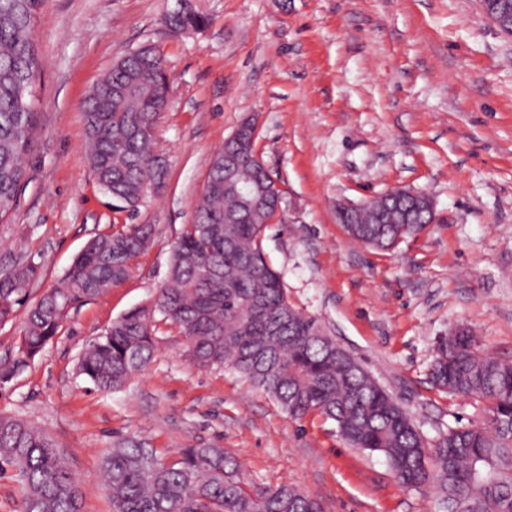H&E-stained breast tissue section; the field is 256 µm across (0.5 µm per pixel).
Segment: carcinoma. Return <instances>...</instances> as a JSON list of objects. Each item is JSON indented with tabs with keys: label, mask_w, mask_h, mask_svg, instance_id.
<instances>
[{
	"label": "carcinoma",
	"mask_w": 512,
	"mask_h": 512,
	"mask_svg": "<svg viewBox=\"0 0 512 512\" xmlns=\"http://www.w3.org/2000/svg\"><path fill=\"white\" fill-rule=\"evenodd\" d=\"M42 0H0V228L24 185V157L37 128L33 110L39 57L34 39ZM174 31L203 28L195 4L162 19ZM164 56L152 47L120 57L91 89L84 109L88 163L99 189L135 211L165 187L168 167L154 129L170 103ZM256 140L227 139L211 160L193 222L173 246L165 285L149 307L133 309L91 341L78 372L102 392L122 389L152 362L169 332L194 367H229L263 390L295 420L318 415L336 424L353 448L382 454L404 487L434 485L445 512H512V363L478 349L467 330L437 342L433 385L485 405L486 421L448 430L425 443L394 398L317 321L288 299L280 274L266 260L262 235L275 209L245 212L241 191L228 187L224 155L249 157ZM244 188L270 183L253 160L238 172ZM371 209L381 224L340 222L374 249L394 247L430 221L418 212L401 220L381 195ZM152 228L127 227L92 238L74 259L63 286L30 298L40 266L25 252L0 266V323L24 311L16 356L0 362L11 380L57 335L71 309L126 280L131 261ZM112 512H322L320 504L286 484L259 489L244 480L224 449L183 448L165 461L135 441L113 444L101 460ZM21 485L16 512H80L78 484L51 437L35 424L0 414V476Z\"/></svg>",
	"instance_id": "obj_1"
}]
</instances>
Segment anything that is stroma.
<instances>
[{"instance_id": "obj_1", "label": "stroma", "mask_w": 512, "mask_h": 512, "mask_svg": "<svg viewBox=\"0 0 512 512\" xmlns=\"http://www.w3.org/2000/svg\"><path fill=\"white\" fill-rule=\"evenodd\" d=\"M208 24L165 28L175 0H43L35 30L39 128L0 255L60 286L93 237L153 234L130 276L73 310L11 381L0 412L45 429L80 487L81 512H111L103 452L131 437L172 458L224 449L260 488L288 484L323 512H438L435 488H405L382 454L348 447L333 422L291 419L229 369L200 371L162 343L144 373L102 393L77 371L113 319L148 305L192 223L211 158L247 119L284 190L263 240L292 304L318 320L407 413L427 442L481 419V405L430 382L438 337L460 325L512 361V36L479 0H195ZM151 43L172 80L156 142L167 185L137 212L112 207L89 170L83 102L123 54ZM407 186L434 223L391 250L352 239L336 207Z\"/></svg>"}]
</instances>
